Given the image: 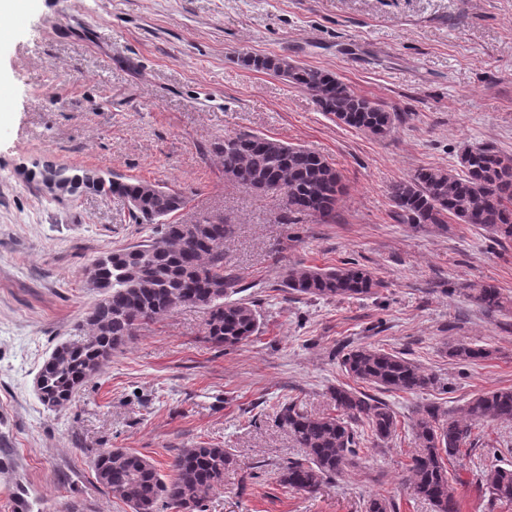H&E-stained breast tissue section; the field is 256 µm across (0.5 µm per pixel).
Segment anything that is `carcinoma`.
I'll list each match as a JSON object with an SVG mask.
<instances>
[{
  "mask_svg": "<svg viewBox=\"0 0 512 512\" xmlns=\"http://www.w3.org/2000/svg\"><path fill=\"white\" fill-rule=\"evenodd\" d=\"M246 65L269 72L310 92L320 110L340 123L373 135L391 130L396 113L356 95L335 75L295 65L286 56L244 58ZM223 158L224 178L247 190L266 184L269 193L285 200L281 219L294 224L312 216L325 224L336 220V205L346 186L341 173L324 156L300 145L255 134L224 138L215 148ZM468 164L457 172L421 168L390 185L388 195L398 216L408 224H471L498 243L512 242V154L488 143L464 148ZM53 174L69 183L71 193L95 190L127 200L140 224L155 226L148 239L96 258L87 268L88 284L97 300L78 329H89L85 343L65 342L40 369L46 397L69 400L74 389L94 377L112 353L134 332L180 307L207 311L205 336L217 346L245 344L257 335L261 315L256 305L232 298L236 282L224 275V219L201 213L192 224L165 219L186 207V197L158 183L143 180L87 181L86 171L47 165L40 177ZM280 287L298 296L320 298L367 296L383 287L375 273L354 261L334 267L294 265L285 270ZM463 290L488 311L505 308L507 299L495 284L467 282ZM341 365L347 375L375 390L370 394L347 384L330 390L336 413L309 414L295 401L285 403L280 424L301 455L278 465L279 483L299 493L314 494L365 456L363 435L385 442L397 433L399 420L384 393L418 394L438 380L407 354L371 346H346ZM478 345L457 343L448 356L460 363L489 357ZM512 421V388L480 391L457 410L442 412L432 405L414 411L412 433L416 452L406 471L413 495L433 512H459L449 484L448 463L472 443L479 425ZM93 465L97 481L132 512H203L207 499L224 486V471L234 454L218 446L179 448L161 473L149 459L125 448H105ZM490 496L512 503V462L485 472ZM364 512H397L394 499L371 495Z\"/></svg>",
  "mask_w": 512,
  "mask_h": 512,
  "instance_id": "obj_1",
  "label": "carcinoma"
}]
</instances>
